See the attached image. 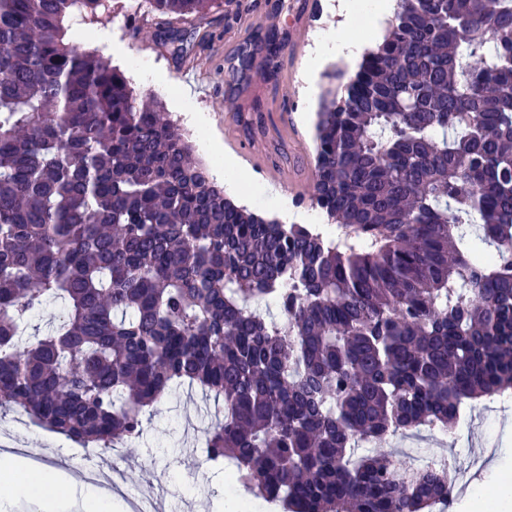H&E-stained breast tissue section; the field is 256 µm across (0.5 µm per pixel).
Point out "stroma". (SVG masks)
<instances>
[{
  "label": "stroma",
  "mask_w": 512,
  "mask_h": 512,
  "mask_svg": "<svg viewBox=\"0 0 512 512\" xmlns=\"http://www.w3.org/2000/svg\"><path fill=\"white\" fill-rule=\"evenodd\" d=\"M157 17L148 0H103L97 15L70 16L65 38L106 57L124 72L135 92L155 97L175 120H183L178 90H189L190 104L207 112L211 132L226 155L245 166L257 181L278 182L291 174L313 183L315 125L301 123L309 111L299 89L312 34L328 30L327 0H224V6L201 18L179 21L188 35L185 49H175L156 35ZM277 28L288 46L287 59H269L262 47L267 29ZM118 45L120 53L109 50ZM250 65L243 76L235 70L242 55ZM163 73L156 84L138 70L141 63ZM287 104L289 123H282L277 104ZM215 403L199 388L173 386L162 402L146 413L139 438L114 448L121 478L135 492L150 495L158 512H229L226 502L245 496L243 487H228L227 466L207 463L203 452ZM26 447L40 451V469L74 468L86 457L101 462L99 449L68 447L66 437L35 424L15 411L0 417V451ZM363 453H395L409 467L430 458L448 463L462 476L449 512H464L463 489L483 477L497 458L512 462V395L464 407L452 433L423 429L420 434L364 445Z\"/></svg>",
  "instance_id": "stroma-1"
}]
</instances>
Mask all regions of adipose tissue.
<instances>
[{
  "label": "adipose tissue",
  "mask_w": 512,
  "mask_h": 512,
  "mask_svg": "<svg viewBox=\"0 0 512 512\" xmlns=\"http://www.w3.org/2000/svg\"><path fill=\"white\" fill-rule=\"evenodd\" d=\"M395 10V0H329L328 12L336 20V31H321L314 36L304 62L302 94L317 99L321 72L335 63L354 64L381 36ZM359 22L364 25L366 37L353 33ZM208 152L229 194L267 210L287 213L288 200L275 186L252 180L233 158L224 155L219 143L209 142ZM491 471V480L468 494V512H512V472L497 462ZM47 484L57 485L58 494L45 497L42 489ZM18 501L31 505L34 512H112L113 496L103 489L89 490L86 482L61 467L45 473L39 483L26 481L14 457L4 452L0 454V512H11Z\"/></svg>",
  "instance_id": "adipose-tissue-1"
}]
</instances>
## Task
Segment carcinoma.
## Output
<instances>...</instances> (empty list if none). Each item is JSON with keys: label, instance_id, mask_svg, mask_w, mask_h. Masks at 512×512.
Masks as SVG:
<instances>
[{"label": "carcinoma", "instance_id": "cac0c4a2", "mask_svg": "<svg viewBox=\"0 0 512 512\" xmlns=\"http://www.w3.org/2000/svg\"><path fill=\"white\" fill-rule=\"evenodd\" d=\"M148 2L172 40L218 6ZM100 4L0 0V409L108 449L188 381L224 403L206 458L255 498L432 512L452 474L357 448L512 389V0H399L326 100L336 242L228 200L162 104L64 41Z\"/></svg>", "mask_w": 512, "mask_h": 512}]
</instances>
